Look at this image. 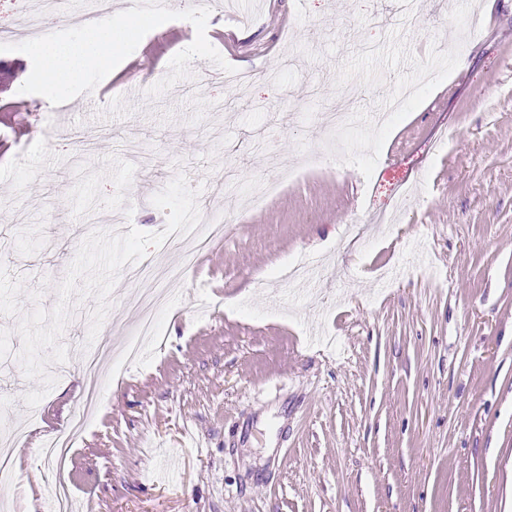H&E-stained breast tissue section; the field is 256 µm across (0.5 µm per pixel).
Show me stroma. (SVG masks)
<instances>
[{
    "instance_id": "obj_1",
    "label": "stroma",
    "mask_w": 512,
    "mask_h": 512,
    "mask_svg": "<svg viewBox=\"0 0 512 512\" xmlns=\"http://www.w3.org/2000/svg\"><path fill=\"white\" fill-rule=\"evenodd\" d=\"M200 2L222 57L269 80L233 91L197 59L148 96L194 40L186 20L67 105L19 94L31 60L0 52L24 66L0 86V264L24 280L23 311L55 306L88 232L162 231L148 199L177 173L224 219L193 265L189 234L148 251L179 273L164 341L109 370L65 471L39 449L82 401L95 302L67 323L69 372L36 422L23 397L42 382L14 363L17 320L0 316V434L23 433L0 508L44 512L61 476L75 512H512V0ZM342 93L336 152L326 117ZM283 171L254 205L249 184ZM301 258L320 273L281 287ZM136 291L122 278L111 296L114 347L136 330Z\"/></svg>"
}]
</instances>
